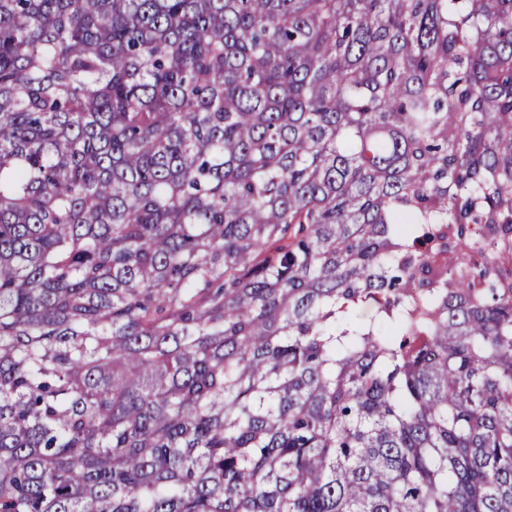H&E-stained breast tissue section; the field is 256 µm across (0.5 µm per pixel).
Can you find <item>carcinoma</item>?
Returning a JSON list of instances; mask_svg holds the SVG:
<instances>
[{"label":"carcinoma","instance_id":"carcinoma-1","mask_svg":"<svg viewBox=\"0 0 512 512\" xmlns=\"http://www.w3.org/2000/svg\"><path fill=\"white\" fill-rule=\"evenodd\" d=\"M0 512H512V0H0Z\"/></svg>","mask_w":512,"mask_h":512}]
</instances>
